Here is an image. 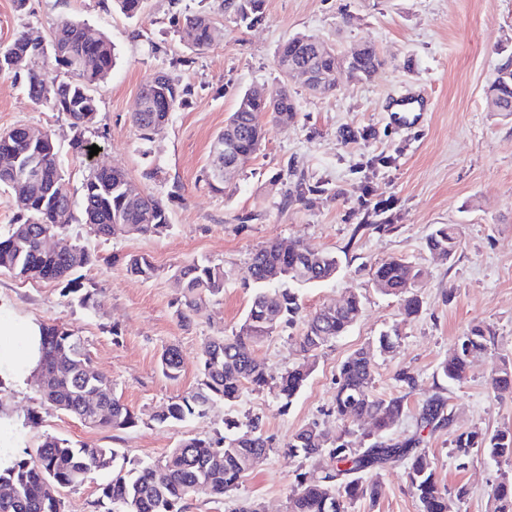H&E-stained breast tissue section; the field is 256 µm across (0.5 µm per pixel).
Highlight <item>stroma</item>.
<instances>
[{"label":"stroma","instance_id":"35a3bbf8","mask_svg":"<svg viewBox=\"0 0 512 512\" xmlns=\"http://www.w3.org/2000/svg\"><path fill=\"white\" fill-rule=\"evenodd\" d=\"M219 4L144 0L141 13L131 19L113 8L112 0H29L22 12L14 0H0V42L24 32L50 39L56 21L67 17L104 33L117 53L110 75L90 89L98 115L85 136L98 146V155L76 157L66 117L8 79H0V132L21 126L49 131L75 195L91 168L113 165L158 195L180 187L179 198L170 204L171 227L163 234L104 240L73 224V236L103 258L84 272L85 283L97 290V309H81L54 283L0 273V298L41 322L74 330L93 366L142 419L126 430L86 427L40 406L32 378L18 390L0 388V402L17 420L21 450H33L49 435L116 448L134 462L156 461L181 438L223 430L225 418L245 423L258 416L273 451L224 500L201 490L191 496L187 512H237L246 501L258 504L261 512H288L300 461L285 455L284 446L308 423L317 424L330 444L342 429L356 438L372 430L370 419L343 425L329 409L342 361L394 329L399 333L394 353L374 359V394L400 397L405 404L387 438L421 439L440 487L450 492L449 512H489L493 490L503 477H512V460L478 454L460 469L451 448L463 432L512 429V390L497 393L486 382L492 371L512 363V115L487 105L498 68L512 64V0H264V20L251 28L235 22ZM201 10L221 31L204 51L192 48L173 24L174 17ZM346 13L351 23H343ZM299 33L317 35L341 51L374 44L384 65L368 81L341 77L338 91L328 97L311 95L302 81H293L295 120L266 124L260 151L223 192H212L203 171L214 137L241 92L254 86L278 90L283 82L278 49ZM160 70L191 84L194 94L145 142L132 115L141 85ZM408 90L425 91L431 98L429 112L412 128L399 125L386 110L390 97ZM342 127L367 130L368 136L342 141ZM292 165L324 184L325 194L312 205L284 201L283 178ZM150 166L158 175L148 181L143 172ZM367 193L394 200L391 231L368 227ZM438 224L460 228L461 246L448 261L426 248ZM296 240L334 253L340 261L335 280L301 288L305 309L339 303L352 289L362 295L363 309L344 335L323 346L288 412L278 410L275 379L297 358V323L277 328L251 350L273 379L264 390L243 389L233 404L215 402L205 416L175 426L154 424V412L196 386L204 342L231 334L241 321L253 296L252 253L270 242ZM129 254L149 255L156 275L143 280L127 274L121 259ZM392 256L423 272L417 288L422 308L416 316L404 317L399 299L371 282L373 267ZM193 258L223 264L227 276L223 295L204 298L185 326L174 314L178 290L171 275ZM474 324L491 329L489 349L473 359L466 381L448 382L439 366ZM169 346L178 348L183 362L174 382L158 368ZM402 368L414 373L415 387L396 380ZM434 395L446 400L448 420L431 431L421 428L419 414ZM379 480L381 496L357 499L348 512H419L403 466L381 470ZM461 486L468 493L460 500L452 491Z\"/></svg>","mask_w":512,"mask_h":512}]
</instances>
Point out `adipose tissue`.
<instances>
[{"label": "adipose tissue", "mask_w": 512, "mask_h": 512, "mask_svg": "<svg viewBox=\"0 0 512 512\" xmlns=\"http://www.w3.org/2000/svg\"><path fill=\"white\" fill-rule=\"evenodd\" d=\"M40 322L0 308V383L24 385L39 366Z\"/></svg>", "instance_id": "adipose-tissue-1"}]
</instances>
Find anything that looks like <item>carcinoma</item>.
I'll return each instance as SVG.
<instances>
[{"label": "carcinoma", "instance_id": "cac0c4a2", "mask_svg": "<svg viewBox=\"0 0 512 512\" xmlns=\"http://www.w3.org/2000/svg\"><path fill=\"white\" fill-rule=\"evenodd\" d=\"M220 8L248 26L264 19L263 0H221ZM86 23L62 19L54 27L49 41L21 34L0 44V78L21 82L34 100L66 116L74 131L71 148L76 155L89 152L85 132L98 113L90 87L106 79L115 64L111 41L100 33L92 41L85 38ZM177 32L184 34L197 51L209 48L217 28L209 13H192L177 20ZM54 59L67 77L25 71V62L36 51ZM278 68L286 80L296 69L307 70L311 79L306 89L318 95L337 90L336 76L341 72L360 80H369L382 67L383 60L371 44H362L348 53H339L312 34H297L278 50ZM192 95L188 83L159 71L142 87V108L132 116L133 125L143 140L150 139L159 124L169 120L171 112L186 105ZM488 104L493 112H512V68L498 69L489 88ZM296 104L290 91L279 98L266 99L255 89L242 92L224 129L215 137L210 150V165L205 184L213 191H224L227 179L224 166L238 171L260 150L265 121L277 124L293 122ZM12 159L0 169V187L15 189L25 180V196L15 199L17 215L7 233H0V272L15 277L60 282L62 296L84 309L97 306L96 292L80 281L76 273L90 269L100 255L82 245L70 233L72 224H83L91 234L106 240L116 236H150L168 230L169 203L180 196L172 185L167 196H156L132 181L119 166L92 169L83 185L80 200H73L65 188V178L56 149H48L32 140L27 128L0 133V158ZM42 172L39 180L29 179L31 167ZM288 175L296 177L290 194L309 203L312 196L327 189L310 182L294 167ZM60 243L56 250L45 247V236ZM460 244L456 224H439L426 243L428 251L444 260L455 256ZM126 271L148 280L157 268L143 255H130L124 261ZM340 263L335 254L309 248L296 240L288 249L269 243L251 258L249 273L254 288L251 304L239 327L230 336H211L204 343L199 360L197 386L154 414L158 425L178 424L204 416L210 406L222 400L235 402L243 388L261 391L269 384L265 366L251 354L250 347L269 336L282 323L302 322L296 342L299 361L280 376V407L287 412L313 371L319 351L331 339L343 335L362 312V296L351 291L343 304L324 306L306 313L298 289L336 279ZM224 265L207 259H193L174 269L179 295L176 318L187 323L198 312L202 298L224 293ZM421 270L402 257L382 261L372 272L374 286L383 294L401 297L403 313L410 317L421 309L419 295L413 292ZM43 402L90 428L124 430L138 425L140 417L122 403L112 390V382L96 371L81 337L63 325L42 324ZM490 333L480 324L471 326L460 338L453 355L440 365L442 375L452 383L468 376L472 360L488 350ZM373 352L361 348L340 366L331 413L340 421L366 414L379 431L400 420L404 399H383L373 392ZM159 368L170 380L182 372L179 351L170 346L159 358ZM495 390L512 388V365H503L489 379ZM446 401L436 396L421 407L423 427L445 421ZM345 430L336 445L325 448L318 441L314 424L300 428L288 441L284 453L309 464L295 476L298 492L289 499L288 512H346L347 504L360 497L377 498L380 482L363 481V472L400 463L405 468L409 488L420 504V512H447V494L438 484L433 463L420 441L390 442L380 435H362L355 442ZM272 448L259 421L246 430L233 417L224 420V431L210 437H186L167 455L153 463L131 464L115 448L88 443L73 444L55 436L46 438L35 453L12 455L0 466V512H62L59 490L75 488L96 471H112V477L99 485V496L92 502L93 512H186L187 500L199 488L216 499L235 491ZM487 457L512 458V430L487 434L480 430L463 432L455 440L458 466L469 463L472 450ZM491 512H512V481L497 485L491 500Z\"/></svg>", "mask_w": 512, "mask_h": 512}]
</instances>
